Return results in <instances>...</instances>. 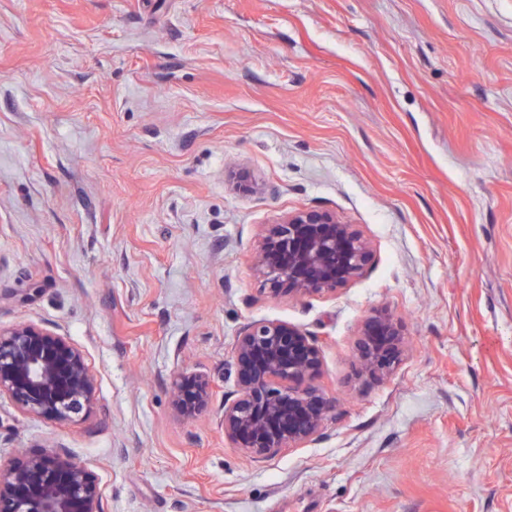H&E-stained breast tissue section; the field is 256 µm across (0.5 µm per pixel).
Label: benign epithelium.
Instances as JSON below:
<instances>
[{"label":"benign epithelium","instance_id":"obj_1","mask_svg":"<svg viewBox=\"0 0 512 512\" xmlns=\"http://www.w3.org/2000/svg\"><path fill=\"white\" fill-rule=\"evenodd\" d=\"M372 260L370 242L353 227L320 210L305 209L269 224L255 251L256 274L277 296L335 293L357 279ZM404 337L398 320L377 311L360 326V372L382 377L399 364ZM322 350L298 326L280 320L246 324L233 357L236 396L224 402V438L253 459L314 440L332 409L312 384ZM24 413L68 421L89 410L96 383L80 349L43 327H0V395ZM208 377L183 371L171 387V406L183 418L206 413ZM100 492L86 467L63 450L0 461V512H100Z\"/></svg>","mask_w":512,"mask_h":512}]
</instances>
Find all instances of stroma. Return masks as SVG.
I'll return each mask as SVG.
<instances>
[{"label": "stroma", "mask_w": 512, "mask_h": 512, "mask_svg": "<svg viewBox=\"0 0 512 512\" xmlns=\"http://www.w3.org/2000/svg\"><path fill=\"white\" fill-rule=\"evenodd\" d=\"M253 189L244 193L240 182ZM371 243L334 294L270 296L266 225ZM386 309L406 349L355 373ZM302 328L332 400L255 461L224 438L235 340ZM79 348L57 422L0 397V460L62 449L100 512H512V0H0V325ZM210 378L198 420L183 371ZM212 399L211 381L205 375L183 371L171 387V406L183 418L191 419L206 413Z\"/></svg>", "instance_id": "obj_1"}]
</instances>
